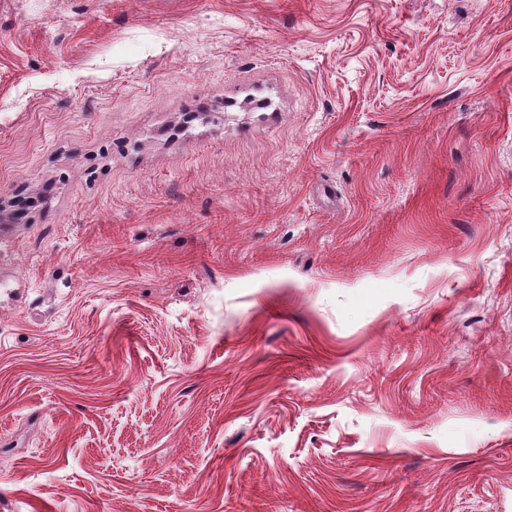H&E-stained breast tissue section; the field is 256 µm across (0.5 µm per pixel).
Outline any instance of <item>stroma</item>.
Instances as JSON below:
<instances>
[{
    "label": "stroma",
    "instance_id": "35a3bbf8",
    "mask_svg": "<svg viewBox=\"0 0 512 512\" xmlns=\"http://www.w3.org/2000/svg\"><path fill=\"white\" fill-rule=\"evenodd\" d=\"M0 512H512V0H0Z\"/></svg>",
    "mask_w": 512,
    "mask_h": 512
}]
</instances>
